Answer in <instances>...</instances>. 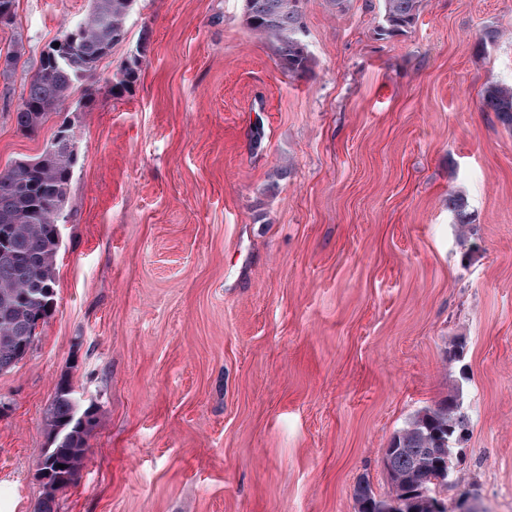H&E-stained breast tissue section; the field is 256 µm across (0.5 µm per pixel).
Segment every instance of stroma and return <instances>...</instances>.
I'll list each match as a JSON object with an SVG mask.
<instances>
[{
    "label": "stroma",
    "instance_id": "1",
    "mask_svg": "<svg viewBox=\"0 0 512 512\" xmlns=\"http://www.w3.org/2000/svg\"><path fill=\"white\" fill-rule=\"evenodd\" d=\"M302 7L294 78L244 0H135L32 134L23 88L91 2L17 0L0 25L21 52L0 77V170L65 123L77 152L56 311L0 372V512L44 495L64 374L98 422L58 512H356L360 480L389 495L393 435L456 379L469 437L435 495L512 512V129L479 109L487 83L512 85V0H421L394 38L383 0ZM139 46L137 82L108 94Z\"/></svg>",
    "mask_w": 512,
    "mask_h": 512
}]
</instances>
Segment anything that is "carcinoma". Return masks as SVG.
I'll return each mask as SVG.
<instances>
[{"label": "carcinoma", "instance_id": "carcinoma-1", "mask_svg": "<svg viewBox=\"0 0 512 512\" xmlns=\"http://www.w3.org/2000/svg\"><path fill=\"white\" fill-rule=\"evenodd\" d=\"M298 0H244V21L256 34L272 40L281 70L304 77L311 60L304 42V22ZM420 0H384L383 36L402 34L418 18ZM129 0H93L82 20L62 26V34L76 32L65 56L55 61L46 50L28 80L16 112L18 127L35 131L57 112L79 82L93 76L112 45L126 35ZM142 66L136 50L112 85L117 94L134 83ZM479 108L493 112L512 127V86L489 84L480 93ZM75 143L70 126L62 125L35 159L21 160L0 171V372L21 360V346H32L39 324L56 310V267L59 249L56 229L73 173ZM462 385L455 382L448 395L434 407L416 414L395 437L390 452L391 498L398 512H425L411 492L432 486L439 453L462 442L469 430V416L461 401ZM96 425L92 408H81L68 378H60L46 418L50 447L44 458L54 461L51 473L42 476L45 494L36 512H57L56 497L76 484ZM65 468H59V465Z\"/></svg>", "mask_w": 512, "mask_h": 512}]
</instances>
